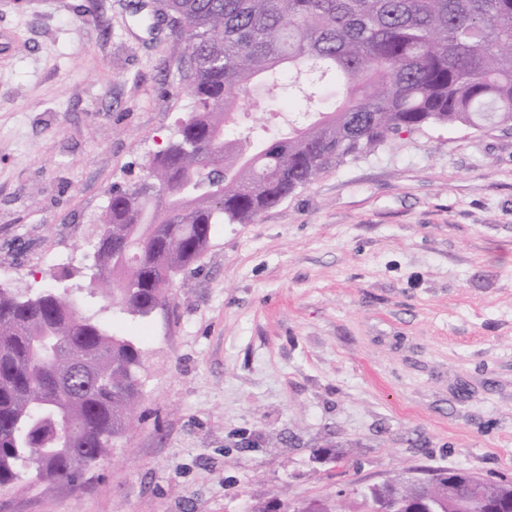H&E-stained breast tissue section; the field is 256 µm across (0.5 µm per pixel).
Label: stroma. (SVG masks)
I'll return each mask as SVG.
<instances>
[{"label": "stroma", "mask_w": 512, "mask_h": 512, "mask_svg": "<svg viewBox=\"0 0 512 512\" xmlns=\"http://www.w3.org/2000/svg\"><path fill=\"white\" fill-rule=\"evenodd\" d=\"M0 0V285L143 355L133 430L0 512H294L418 470L512 478V127L431 126L214 225L166 308L88 298L114 188L190 115L161 0Z\"/></svg>", "instance_id": "obj_1"}]
</instances>
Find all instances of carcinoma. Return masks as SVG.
Segmentation results:
<instances>
[{
  "label": "carcinoma",
  "instance_id": "carcinoma-1",
  "mask_svg": "<svg viewBox=\"0 0 512 512\" xmlns=\"http://www.w3.org/2000/svg\"><path fill=\"white\" fill-rule=\"evenodd\" d=\"M183 44L194 100L178 137L139 184L112 190L88 290L147 318L207 249L215 224H249L317 174L430 125L512 126V0H163ZM341 102L269 144L228 138L241 104H307L328 80ZM140 348L54 287H0V487L27 475L69 476L77 448L105 457L133 427ZM45 454L37 471L31 456ZM453 483L442 512L473 504L474 475ZM416 497L439 484L373 485Z\"/></svg>",
  "mask_w": 512,
  "mask_h": 512
}]
</instances>
